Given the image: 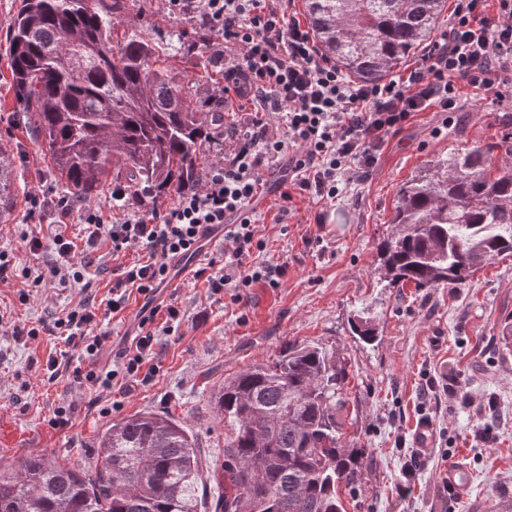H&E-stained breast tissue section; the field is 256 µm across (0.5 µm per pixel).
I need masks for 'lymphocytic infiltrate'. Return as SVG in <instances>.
Instances as JSON below:
<instances>
[{
  "mask_svg": "<svg viewBox=\"0 0 512 512\" xmlns=\"http://www.w3.org/2000/svg\"><path fill=\"white\" fill-rule=\"evenodd\" d=\"M293 0H165L168 13L188 19L209 32V60L224 74L218 99L238 120L225 128L230 146L221 163L210 165L202 189L178 193L166 208L132 214L104 223L99 207L82 213L83 235L68 237L72 207L67 200L32 196L30 215L52 211L53 257L46 268L20 265L18 257L0 252V282L21 276L31 289L51 281L61 288H80L85 273L75 261L76 248L90 251L110 242L113 255L136 245L142 260L117 265L112 296L104 311L117 313L131 295L143 296L138 332L116 350L111 365L88 363L83 378L90 386L111 389L124 383H148L161 332L181 324L175 303L155 307L175 262L195 258L203 240L224 231L220 257L208 259L193 273L211 295L231 293L241 301L243 289L281 285L285 268L251 263L262 242L256 234L254 204L264 192L263 170L287 162L279 196L294 194L333 201L351 182L367 178L389 137L400 133L417 112L458 109L459 83L503 98L512 89V0H497L496 16H488L487 0H456L453 17L440 37L408 75L386 83L349 80L321 56L309 31L291 14ZM99 311L89 304L64 312L53 324L20 331L0 317V335L60 336L65 345L81 344L95 355L108 333L90 330ZM163 327H156L157 314Z\"/></svg>",
  "mask_w": 512,
  "mask_h": 512,
  "instance_id": "obj_1",
  "label": "lymphocytic infiltrate"
}]
</instances>
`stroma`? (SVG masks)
I'll use <instances>...</instances> for the list:
<instances>
[{"label": "stroma", "mask_w": 512, "mask_h": 512, "mask_svg": "<svg viewBox=\"0 0 512 512\" xmlns=\"http://www.w3.org/2000/svg\"><path fill=\"white\" fill-rule=\"evenodd\" d=\"M17 0H0V140L13 150L14 201L0 221V251L26 256L28 263L52 257L53 230L41 224L44 249L26 255L18 225L27 223L32 195L61 197L64 185L48 155L22 119L11 87L5 48ZM123 27L158 41L181 82L197 102L217 106L224 75L211 66L192 22L171 18L163 0H125ZM512 127V95L498 99L465 87L452 123L429 109L416 113L401 133L382 148L371 175L348 185L333 202L294 198L285 224L275 184L279 171L266 172V189L254 215L266 247L255 262L284 265L277 288L256 286L242 301L211 296L194 280L191 265L180 263L159 295L176 299L185 317L180 328L161 337L154 362L159 371L146 386L90 387L76 377L80 349H65L57 337L0 335V470L19 460L46 453L61 461L91 463L100 436L113 420L137 412L173 417L195 443L203 472L224 460V423L212 408L225 380L249 366L271 361L291 342H315L337 350L349 362L348 405L344 412L348 445L364 449V488L346 499L347 512H494L502 495L512 496V354L498 340L505 319H512V257L491 261L465 284L453 288L381 287L374 270L377 247L393 230L390 219L400 185L431 161L496 142ZM113 184L104 179L89 205L102 209L105 222L152 206H169L173 193L153 200L126 195L123 208L112 201ZM131 249L112 257L108 248L77 252L87 290L34 289L20 304L19 279L0 283V311L19 327L53 322L64 310L90 300L106 303L115 261L131 262ZM360 316L374 321L373 344L352 336L349 323ZM67 351L70 367L49 380V357ZM456 380L474 400H495L500 418L495 438H474L470 408L450 398L446 387ZM436 392H427L429 384ZM74 404L70 426L53 427L54 408ZM431 428L426 442L417 431ZM418 457L408 498H401L404 469ZM464 465L471 486L462 501L443 490L448 468Z\"/></svg>", "instance_id": "stroma-1"}]
</instances>
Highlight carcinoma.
<instances>
[{
	"mask_svg": "<svg viewBox=\"0 0 512 512\" xmlns=\"http://www.w3.org/2000/svg\"><path fill=\"white\" fill-rule=\"evenodd\" d=\"M445 0H305L324 54L360 81L378 82L427 38ZM123 0H19L6 47L20 111L41 138L70 200L107 172L132 194L158 198L204 181L201 147L224 135V113L188 102L152 40L115 41ZM0 143V207L12 197ZM512 129L500 140L433 161L403 184L374 273L390 288L456 286L488 261L512 257ZM348 362L291 342L268 363L224 383L215 401L229 433L213 470L224 493L213 512H346L364 481L362 453L343 447ZM194 444L173 419L113 421L96 461L33 456L0 472V512H199Z\"/></svg>",
	"mask_w": 512,
	"mask_h": 512,
	"instance_id": "1",
	"label": "carcinoma"
}]
</instances>
